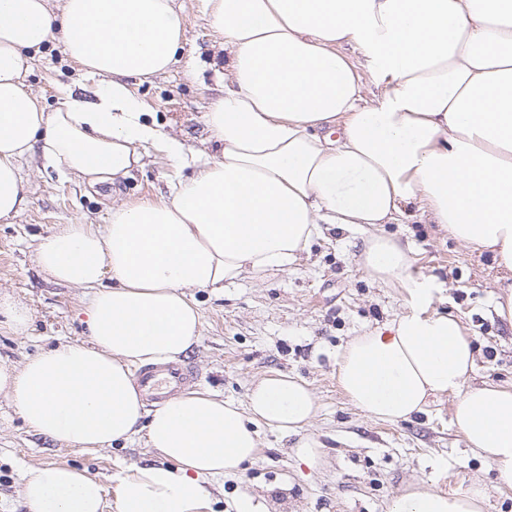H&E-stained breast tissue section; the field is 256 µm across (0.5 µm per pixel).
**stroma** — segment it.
Returning <instances> with one entry per match:
<instances>
[{"instance_id":"obj_1","label":"stroma","mask_w":512,"mask_h":512,"mask_svg":"<svg viewBox=\"0 0 512 512\" xmlns=\"http://www.w3.org/2000/svg\"><path fill=\"white\" fill-rule=\"evenodd\" d=\"M185 16V47L171 71L130 88L145 107V120L176 135L204 155L215 154L204 115L219 95L223 36L200 10L199 0H175ZM77 64L60 39L35 54L25 77L46 111L59 105V84L79 85ZM174 174L171 163L151 153L118 188H94L63 176L34 156L21 163L29 204L21 215L0 219V294L24 300L33 311L28 335L0 328V364L21 367L27 357L59 342L83 338L79 312L90 291L55 281L36 263L40 237L59 224H102L112 206L158 197ZM387 234L411 243L417 278L431 279L428 312L450 314L463 324L476 358L470 385H512V326L495 313L502 289L512 288L488 253L466 249L440 225L409 208ZM363 236L324 226L292 265L247 277L218 291L194 294L202 313L199 342L182 355L199 376L198 388L245 404L251 383L281 372L307 382L318 413L309 431L323 445V464L313 470L295 453L297 436L260 431L256 461L236 476L208 485L214 512H237L241 496L260 512H385L387 501L424 480L445 492L474 482L489 489L487 512H512V486L470 454L451 421L454 398L431 399L426 413L399 422L375 421L347 399L336 379V357L347 341L406 312L399 289L384 288L364 271ZM144 436L109 448L76 450L53 443L24 423L15 404L0 394V512H27L21 498L28 468L68 464L100 478L103 512H117L112 475L131 465L161 463Z\"/></svg>"}]
</instances>
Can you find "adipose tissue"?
Here are the masks:
<instances>
[{
  "mask_svg": "<svg viewBox=\"0 0 512 512\" xmlns=\"http://www.w3.org/2000/svg\"><path fill=\"white\" fill-rule=\"evenodd\" d=\"M229 55L224 93L205 123L214 157L147 124L128 82L166 72L183 48L173 0H0V218L29 199L19 163L48 165L89 186L118 185L150 147L178 176L157 199L112 209L104 224H62L37 264L89 289L87 341L61 342L22 367L0 365V392L27 426L75 449L145 435L166 459L117 477V512H213L206 479L238 474L258 429L303 430L316 398L267 376L246 407L206 392L144 408L131 368L184 355L201 336L193 289L218 290L294 261L323 225L365 234L362 264L402 289L410 309L353 337L337 379L371 419H411L430 398H455L452 423L470 451L512 485V389L468 386L475 356L460 321L427 310L412 251L386 235L416 206L512 272V0H200ZM97 82L93 97L59 87L44 111L24 75L54 34ZM357 51L359 63L349 53ZM376 92L366 97V83ZM338 125V138L324 135ZM193 168L189 178L180 171ZM104 485L67 465L29 469V512H103ZM478 483L446 494L409 484L387 512H486Z\"/></svg>",
  "mask_w": 512,
  "mask_h": 512,
  "instance_id": "ef3b65f1",
  "label": "adipose tissue"
}]
</instances>
